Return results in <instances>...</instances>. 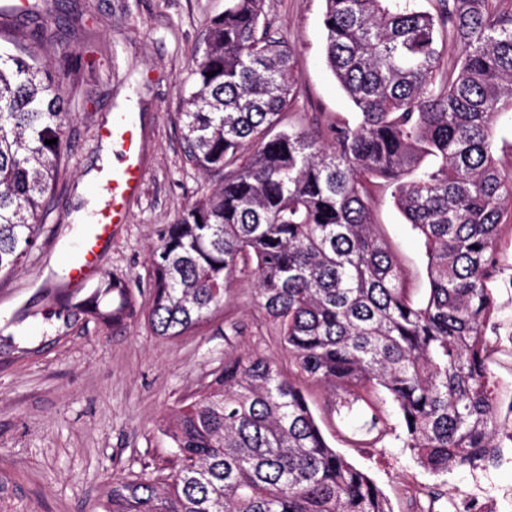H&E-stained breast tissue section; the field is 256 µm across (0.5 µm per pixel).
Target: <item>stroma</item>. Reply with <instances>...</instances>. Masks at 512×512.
I'll use <instances>...</instances> for the list:
<instances>
[{
    "instance_id": "stroma-1",
    "label": "stroma",
    "mask_w": 512,
    "mask_h": 512,
    "mask_svg": "<svg viewBox=\"0 0 512 512\" xmlns=\"http://www.w3.org/2000/svg\"><path fill=\"white\" fill-rule=\"evenodd\" d=\"M48 8L42 48L70 113V168L46 200L37 249L20 270L0 278V512H95L113 480L141 471L169 473L176 450L159 421L198 395L225 356L256 354L291 373L257 304L253 278L237 279L230 300L191 331L156 336L147 321L149 255L157 231L212 187L214 179L184 158L179 114L211 21L226 0H61ZM323 0H265L273 37L294 48L299 94L285 120L322 131L355 121L353 106L324 62ZM133 116L145 143L143 188L128 204V222L99 258L101 274L129 279L135 314L119 323L79 312L64 315L50 274L79 249L89 216L102 202L100 172L110 168L101 128L113 113ZM374 219L399 254L409 288L429 286L419 242L387 199ZM501 270L492 284L496 316L486 331L487 365L503 421L512 420V230L501 239ZM241 329L227 335L228 324ZM304 393L329 444L387 495L393 512H447L458 490L512 489V463L495 459L424 469L403 448L392 403L382 409L392 434L362 445L359 420L336 415L325 390Z\"/></svg>"
}]
</instances>
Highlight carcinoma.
<instances>
[{"label": "carcinoma", "instance_id": "obj_1", "mask_svg": "<svg viewBox=\"0 0 512 512\" xmlns=\"http://www.w3.org/2000/svg\"><path fill=\"white\" fill-rule=\"evenodd\" d=\"M323 2L326 65L357 122L323 138L283 125L295 51L269 35L264 0H227L180 113L185 159L224 180L162 227L150 253L156 335L185 334L248 272L295 377L258 355L224 358L204 393L161 423L177 468L161 482H113L101 512H393L327 443L305 381L340 416L366 405L360 430L372 445L387 431L371 395L385 394L404 447L431 472L498 457L486 330L500 232L512 224V140L498 134L512 127V5ZM14 48L0 52L1 277L34 246L68 156L61 77L40 44ZM373 185L423 241L421 302L374 223ZM132 305L128 283L110 275L81 302H61L112 320Z\"/></svg>", "mask_w": 512, "mask_h": 512}]
</instances>
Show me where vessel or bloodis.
Here are the masks:
<instances>
[{
    "instance_id": "1",
    "label": "vessel or blood",
    "mask_w": 512,
    "mask_h": 512,
    "mask_svg": "<svg viewBox=\"0 0 512 512\" xmlns=\"http://www.w3.org/2000/svg\"><path fill=\"white\" fill-rule=\"evenodd\" d=\"M102 141L122 147V157L103 189L108 202L89 224L79 256L70 260L62 270V287H71L92 279L98 273V258L126 218L127 203L142 191V144L130 115L113 113L110 123L101 130Z\"/></svg>"
}]
</instances>
